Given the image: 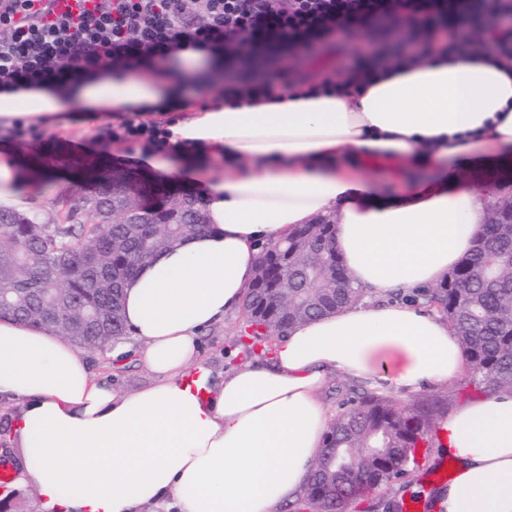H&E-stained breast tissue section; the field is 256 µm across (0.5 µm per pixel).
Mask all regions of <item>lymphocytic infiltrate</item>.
Segmentation results:
<instances>
[{
    "instance_id": "obj_1",
    "label": "lymphocytic infiltrate",
    "mask_w": 512,
    "mask_h": 512,
    "mask_svg": "<svg viewBox=\"0 0 512 512\" xmlns=\"http://www.w3.org/2000/svg\"><path fill=\"white\" fill-rule=\"evenodd\" d=\"M453 29L448 0H94L78 16L46 19L38 0H0V86L20 90L70 71L168 57L183 45L254 50L277 43L312 50L316 40L397 10ZM112 143L162 150V123L127 111L102 130Z\"/></svg>"
}]
</instances>
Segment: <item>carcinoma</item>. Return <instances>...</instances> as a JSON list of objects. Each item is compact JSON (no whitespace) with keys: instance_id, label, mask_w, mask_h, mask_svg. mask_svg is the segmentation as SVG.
Masks as SVG:
<instances>
[{"instance_id":"obj_1","label":"carcinoma","mask_w":512,"mask_h":512,"mask_svg":"<svg viewBox=\"0 0 512 512\" xmlns=\"http://www.w3.org/2000/svg\"><path fill=\"white\" fill-rule=\"evenodd\" d=\"M133 176L103 174L90 195L58 222L0 209V289L15 290L10 317L96 347L127 335L123 288L153 252L174 247L205 228L196 200L164 196L143 204L131 192ZM512 195L486 215L484 232L461 265L422 293L458 337L471 377L483 391L512 390ZM330 220L306 224L262 250L256 271L265 287L246 286L241 338L273 342L290 327L359 300L336 253ZM288 280V297L280 284ZM448 393H423L404 403L360 383L349 386L326 434L325 451L308 478L305 497L316 512H347L356 495L336 490L360 485L376 493L411 480L420 448L435 445L436 422L448 411Z\"/></svg>"}]
</instances>
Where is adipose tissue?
Returning a JSON list of instances; mask_svg holds the SVG:
<instances>
[{
    "instance_id": "obj_1",
    "label": "adipose tissue",
    "mask_w": 512,
    "mask_h": 512,
    "mask_svg": "<svg viewBox=\"0 0 512 512\" xmlns=\"http://www.w3.org/2000/svg\"><path fill=\"white\" fill-rule=\"evenodd\" d=\"M454 36L476 51L456 56L439 38L429 57L380 60L337 95L292 87L271 102L224 99L177 116L178 77L212 87L235 51L188 49L163 65L0 89L6 127L48 123L73 106L168 113V152L142 153L141 164L157 182L176 174L192 183L207 224L154 253L125 285L132 339L104 356L136 350L153 376L147 387L116 392L69 339L0 320V409L13 420L18 481L36 490L43 512H279L322 455L329 382L416 394L462 374L447 320L389 300L436 285L470 253L488 204L477 175L512 159V57L490 48L495 20ZM20 154L0 147V207L29 212L41 203L39 182ZM377 173L392 192H374ZM327 215L360 301L215 375L198 354L199 333L239 311L262 247ZM435 442L455 467L436 491L439 512H512V391L449 411Z\"/></svg>"
}]
</instances>
